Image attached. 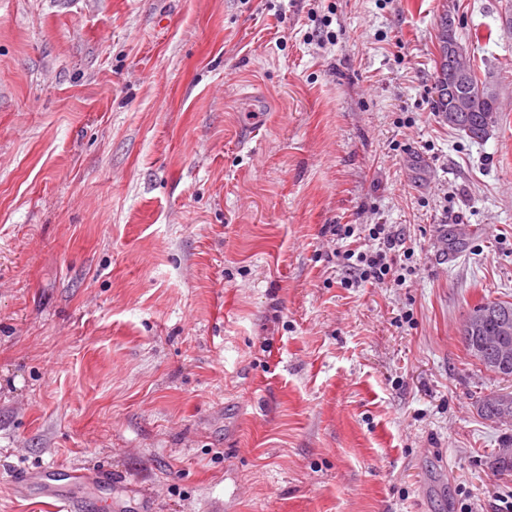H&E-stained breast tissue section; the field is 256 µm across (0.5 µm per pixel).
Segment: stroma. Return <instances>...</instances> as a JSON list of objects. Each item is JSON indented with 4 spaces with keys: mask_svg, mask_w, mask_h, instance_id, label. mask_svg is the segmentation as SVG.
Instances as JSON below:
<instances>
[{
    "mask_svg": "<svg viewBox=\"0 0 512 512\" xmlns=\"http://www.w3.org/2000/svg\"><path fill=\"white\" fill-rule=\"evenodd\" d=\"M506 5L0 0V512L39 467L116 512H499L512 377L461 329L512 302ZM447 9L482 141L434 109ZM347 224L404 284L344 287Z\"/></svg>",
    "mask_w": 512,
    "mask_h": 512,
    "instance_id": "obj_1",
    "label": "stroma"
}]
</instances>
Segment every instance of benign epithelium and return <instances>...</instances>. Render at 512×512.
I'll use <instances>...</instances> for the list:
<instances>
[{"mask_svg": "<svg viewBox=\"0 0 512 512\" xmlns=\"http://www.w3.org/2000/svg\"><path fill=\"white\" fill-rule=\"evenodd\" d=\"M438 47L448 58V71L441 76L447 93L448 108L441 113L444 122L455 126L470 112H481L483 103L498 98L495 82L469 81L467 50L456 37V17L448 13L438 23ZM489 318L499 322L496 331L484 335L481 330ZM466 330L472 334L477 354L501 372L512 371V317L490 308L472 310L466 320Z\"/></svg>", "mask_w": 512, "mask_h": 512, "instance_id": "benign-epithelium-1", "label": "benign epithelium"}]
</instances>
